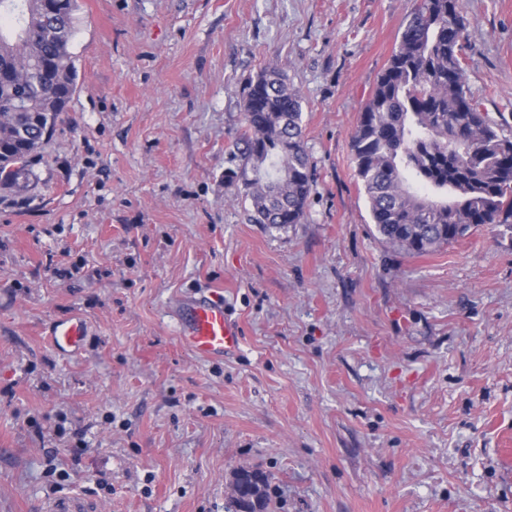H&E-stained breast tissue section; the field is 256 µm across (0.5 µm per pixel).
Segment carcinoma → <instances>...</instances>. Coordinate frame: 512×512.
<instances>
[{
	"instance_id": "1",
	"label": "carcinoma",
	"mask_w": 512,
	"mask_h": 512,
	"mask_svg": "<svg viewBox=\"0 0 512 512\" xmlns=\"http://www.w3.org/2000/svg\"><path fill=\"white\" fill-rule=\"evenodd\" d=\"M76 0H0V192L27 186L77 89ZM462 0H418L351 135L355 175L386 243L433 252L473 228L512 232V138L479 109L461 66ZM250 222L303 223L313 177L302 98L273 69L242 91ZM269 512L267 478L245 471Z\"/></svg>"
}]
</instances>
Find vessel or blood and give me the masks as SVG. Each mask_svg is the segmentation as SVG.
<instances>
[{
	"instance_id": "b4317fda",
	"label": "vessel or blood",
	"mask_w": 512,
	"mask_h": 512,
	"mask_svg": "<svg viewBox=\"0 0 512 512\" xmlns=\"http://www.w3.org/2000/svg\"><path fill=\"white\" fill-rule=\"evenodd\" d=\"M179 336L183 346L194 355L221 358L234 352L241 337L224 315L222 301L200 297L183 304ZM85 326L76 318L54 322L49 333L52 348L64 355L78 353L84 342Z\"/></svg>"
}]
</instances>
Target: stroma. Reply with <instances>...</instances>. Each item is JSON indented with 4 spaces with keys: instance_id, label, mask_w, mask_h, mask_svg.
<instances>
[{
    "instance_id": "stroma-1",
    "label": "stroma",
    "mask_w": 512,
    "mask_h": 512,
    "mask_svg": "<svg viewBox=\"0 0 512 512\" xmlns=\"http://www.w3.org/2000/svg\"><path fill=\"white\" fill-rule=\"evenodd\" d=\"M78 88L0 200V512H512V237L382 242L350 136L412 0H77ZM465 81L512 133V0H463ZM301 95L303 223L248 220L241 91ZM222 299L236 353L182 347ZM90 338L54 354L49 326Z\"/></svg>"
}]
</instances>
